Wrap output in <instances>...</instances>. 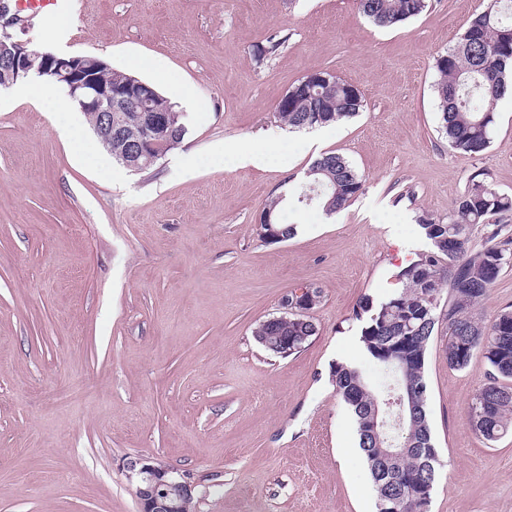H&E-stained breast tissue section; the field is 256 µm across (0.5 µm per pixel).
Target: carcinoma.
Wrapping results in <instances>:
<instances>
[{"label": "carcinoma", "mask_w": 512, "mask_h": 512, "mask_svg": "<svg viewBox=\"0 0 512 512\" xmlns=\"http://www.w3.org/2000/svg\"><path fill=\"white\" fill-rule=\"evenodd\" d=\"M358 6L374 25L391 27L422 14L427 0H358ZM435 70L441 132L456 151L482 153L491 142L494 102L512 88V0H489L457 46L438 56ZM320 75L317 71L303 77L288 89V100L278 103V116L290 128L323 126L363 110L357 88L340 79L332 86L322 84ZM153 104L169 117L167 133L157 136V147L127 158L130 141L141 136L152 116L136 106L124 111V137L103 145L117 164L123 166L130 160L131 171L156 164L161 152L175 149L186 134L176 105L160 93ZM362 187V177L351 163L328 153L311 165L308 183L298 190L296 202L317 204L331 216L344 210ZM511 213L512 196L473 176L448 223L419 220L432 250L396 267L393 278L399 289L380 303L362 328L360 341L366 353L396 376L387 397L413 399L414 411L396 438L397 447L409 449L408 453L383 462L391 437L386 431L374 436L368 428L379 402L357 368L336 364L332 382L354 416L358 445L366 455L377 493V512H420V495L434 488L438 454L432 440L424 368L428 344L439 322L446 326L449 367L465 368L476 351L482 352L490 366L489 382L468 406L473 428L487 441L512 430V309H503L490 320L477 312L503 267L512 263V226L504 222ZM477 226L483 231V243L473 249L471 235ZM445 287L448 302L440 315L427 302V295ZM315 333L311 318L284 312L263 321L254 331L265 340L263 347L280 357V342H290L288 354L292 355ZM384 463L388 468L382 471Z\"/></svg>", "instance_id": "cac0c4a2"}]
</instances>
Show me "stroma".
<instances>
[{
    "mask_svg": "<svg viewBox=\"0 0 512 512\" xmlns=\"http://www.w3.org/2000/svg\"><path fill=\"white\" fill-rule=\"evenodd\" d=\"M487 0H429L378 28L357 0H61L56 40L23 15L10 34L49 51L135 70L182 104L187 133L132 172L72 145L82 112L60 89L0 90V512H139L125 470L150 458L192 477L193 512H376L353 415L332 384L357 366L375 394L393 374L360 342L365 301L431 244L473 174L512 195V98L494 106L489 147L470 156L439 131L438 55ZM283 38L274 54L256 50ZM320 69L364 100L310 129L321 153L363 175L341 213L282 206L298 232L263 239L271 199L297 190L316 153L278 117ZM270 148L263 164L225 156ZM318 288L317 332L282 358L254 338L292 290ZM444 330L425 360L438 452L430 512H512V431L488 442L467 408L489 380L482 353L449 368Z\"/></svg>",
    "mask_w": 512,
    "mask_h": 512,
    "instance_id": "35a3bbf8",
    "label": "stroma"
}]
</instances>
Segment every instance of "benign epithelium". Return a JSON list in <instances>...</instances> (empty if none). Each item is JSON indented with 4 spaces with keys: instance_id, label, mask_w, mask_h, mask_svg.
<instances>
[{
    "instance_id": "7a95c632",
    "label": "benign epithelium",
    "mask_w": 512,
    "mask_h": 512,
    "mask_svg": "<svg viewBox=\"0 0 512 512\" xmlns=\"http://www.w3.org/2000/svg\"><path fill=\"white\" fill-rule=\"evenodd\" d=\"M10 21L0 25V49L10 42L14 50L11 70H0V89L13 85V72L23 71L31 77H51V83L67 89V95L78 103L81 110L96 115L94 131L106 144L120 134L121 126L113 113L125 109L129 101L138 98L148 101L146 84L133 82L125 88H112V79H103L107 65L91 56H72L64 59L41 52L29 42L14 39L8 32ZM312 294L308 286L293 291V296L282 300L283 309L297 314H308L304 297ZM126 478L135 486L140 512H185L192 501L189 475L168 465L148 459L127 463Z\"/></svg>"
}]
</instances>
